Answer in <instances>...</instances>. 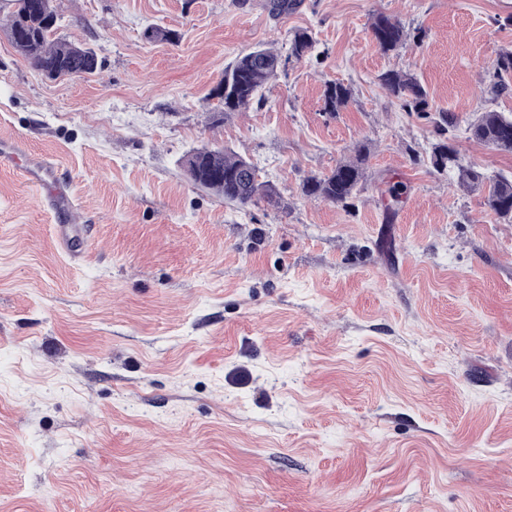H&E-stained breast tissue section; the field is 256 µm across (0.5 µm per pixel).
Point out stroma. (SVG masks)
<instances>
[{
	"label": "stroma",
	"mask_w": 512,
	"mask_h": 512,
	"mask_svg": "<svg viewBox=\"0 0 512 512\" xmlns=\"http://www.w3.org/2000/svg\"><path fill=\"white\" fill-rule=\"evenodd\" d=\"M268 4L55 0L58 37L98 59L66 80L0 26V139L26 136L74 199L52 212L0 162V512H512V222L430 158L449 137L512 175L466 131L512 113L493 89L512 0ZM380 15L412 41L383 53ZM298 29L312 51L212 123L225 68ZM389 69L429 111L380 85ZM334 82L352 96L332 114ZM362 142L347 204L302 195ZM203 146L278 201L195 185L181 160ZM59 224L85 225L83 258ZM378 79L392 96L402 101L406 111H429L427 92L415 75L399 70H388L380 74ZM57 241L63 251L76 257L81 251L83 242L75 229L69 224H59L57 228Z\"/></svg>",
	"instance_id": "stroma-1"
}]
</instances>
